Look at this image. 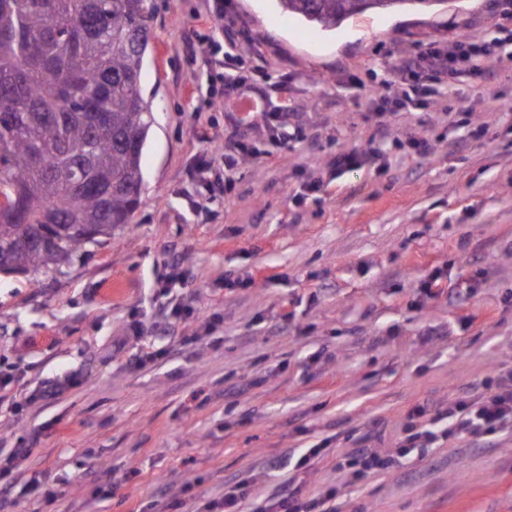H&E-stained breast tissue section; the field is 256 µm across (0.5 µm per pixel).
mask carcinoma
Returning a JSON list of instances; mask_svg holds the SVG:
<instances>
[{"mask_svg": "<svg viewBox=\"0 0 512 512\" xmlns=\"http://www.w3.org/2000/svg\"><path fill=\"white\" fill-rule=\"evenodd\" d=\"M432 2L278 6L327 30L369 10ZM151 38L147 0H0V194L25 202L29 219L0 222V273L59 271L132 223L154 123L143 91Z\"/></svg>", "mask_w": 512, "mask_h": 512, "instance_id": "cac0c4a2", "label": "carcinoma"}]
</instances>
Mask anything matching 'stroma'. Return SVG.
<instances>
[{"instance_id":"1","label":"stroma","mask_w":512,"mask_h":512,"mask_svg":"<svg viewBox=\"0 0 512 512\" xmlns=\"http://www.w3.org/2000/svg\"><path fill=\"white\" fill-rule=\"evenodd\" d=\"M149 5L156 121L132 223L60 272L0 274V372L18 378L0 389V457L30 449L55 494L21 476L0 512H157L171 498L195 512L239 482L249 512L290 480L306 500L337 487L338 512H512V433L401 452L414 408L512 370V0L365 12L326 31L276 0ZM228 17L252 38L237 74L287 80L288 145L210 104L199 61ZM459 35L500 39L485 78L378 112L370 94L401 96L402 59ZM382 125L373 165L332 167ZM235 133L255 156L199 177L196 161ZM313 181L322 192H306ZM166 282L193 317L149 305ZM133 320L139 345L116 351ZM142 348L161 359L134 368ZM53 380L61 392L30 399ZM319 442L323 456L293 472L290 453ZM360 446L392 471L354 473Z\"/></svg>"}]
</instances>
